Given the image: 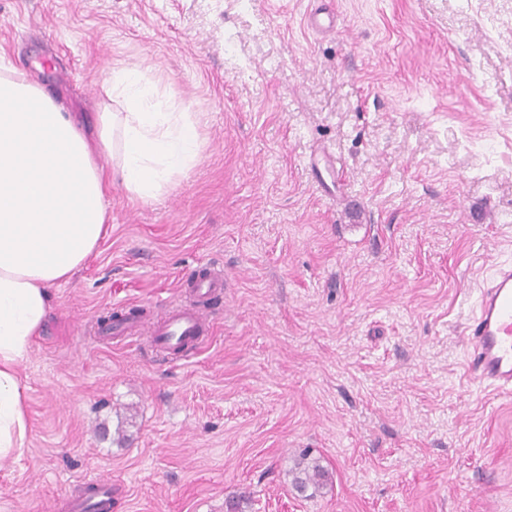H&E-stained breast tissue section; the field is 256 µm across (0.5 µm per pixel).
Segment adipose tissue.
I'll return each instance as SVG.
<instances>
[{
  "label": "adipose tissue",
  "mask_w": 512,
  "mask_h": 512,
  "mask_svg": "<svg viewBox=\"0 0 512 512\" xmlns=\"http://www.w3.org/2000/svg\"><path fill=\"white\" fill-rule=\"evenodd\" d=\"M154 98L143 73L113 67L91 139L0 56V461L25 451L19 368L48 318L50 286L69 281L107 233L113 178L152 199L200 156L197 121Z\"/></svg>",
  "instance_id": "1"
}]
</instances>
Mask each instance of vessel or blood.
Segmentation results:
<instances>
[{"mask_svg": "<svg viewBox=\"0 0 512 512\" xmlns=\"http://www.w3.org/2000/svg\"><path fill=\"white\" fill-rule=\"evenodd\" d=\"M195 299L171 307L152 333L156 351L174 354L181 349H197L212 333V322L207 316L206 301L224 292V274L212 270L193 284ZM471 357L469 373L494 390L512 392V264H499L484 286L480 300L466 327ZM94 492L91 499L69 500V512H93L94 502L107 499L112 490L111 481H89Z\"/></svg>", "mask_w": 512, "mask_h": 512, "instance_id": "1", "label": "vessel or blood"}]
</instances>
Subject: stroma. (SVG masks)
Segmentation results:
<instances>
[{
  "label": "stroma",
  "instance_id": "1",
  "mask_svg": "<svg viewBox=\"0 0 512 512\" xmlns=\"http://www.w3.org/2000/svg\"><path fill=\"white\" fill-rule=\"evenodd\" d=\"M0 50L89 126L107 67H137L205 142L157 198L113 181L50 287L0 512H67L97 476L112 512H512V396L465 335L512 263V0H0ZM211 267L206 346L153 350Z\"/></svg>",
  "mask_w": 512,
  "mask_h": 512
}]
</instances>
